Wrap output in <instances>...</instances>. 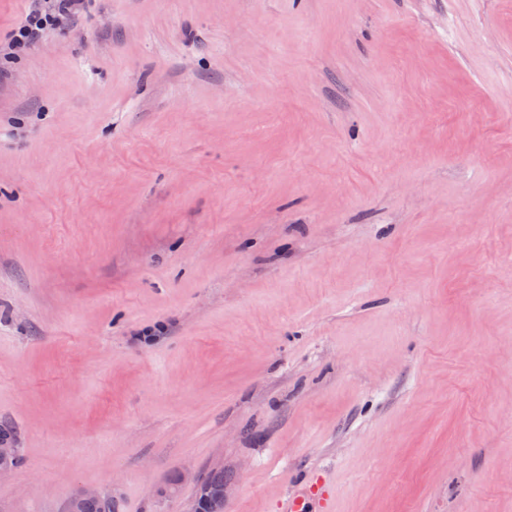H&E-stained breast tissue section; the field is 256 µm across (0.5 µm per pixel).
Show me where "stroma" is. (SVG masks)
<instances>
[{"label": "stroma", "instance_id": "obj_1", "mask_svg": "<svg viewBox=\"0 0 512 512\" xmlns=\"http://www.w3.org/2000/svg\"><path fill=\"white\" fill-rule=\"evenodd\" d=\"M0 0V512H512V0ZM82 0H36L34 9L18 27L12 40L17 48L30 47L41 41L63 19L76 14ZM223 487V488H221ZM218 496L224 498V473L223 471L211 472L204 481L201 494L197 503V512H223L224 501L211 496L217 489ZM104 493L96 488H81L74 500H70L67 511L68 512H112V497L104 496ZM100 498V499H85V498ZM85 499V500H81ZM81 500V501H80ZM77 504L76 511H71V505ZM315 497L322 502L324 511L330 512L329 491L325 488H317L316 492L310 491L287 496L281 503L280 512H308L309 502Z\"/></svg>", "mask_w": 512, "mask_h": 512}]
</instances>
